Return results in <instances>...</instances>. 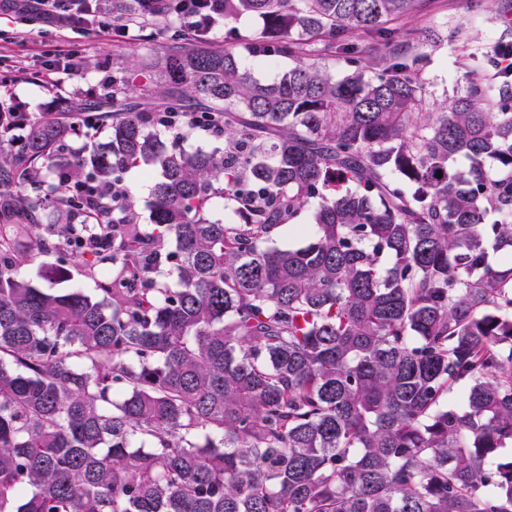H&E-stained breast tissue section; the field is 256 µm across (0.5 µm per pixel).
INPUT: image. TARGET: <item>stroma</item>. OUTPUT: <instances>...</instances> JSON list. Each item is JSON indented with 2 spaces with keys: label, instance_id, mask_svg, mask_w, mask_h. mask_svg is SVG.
<instances>
[{
  "label": "stroma",
  "instance_id": "stroma-1",
  "mask_svg": "<svg viewBox=\"0 0 512 512\" xmlns=\"http://www.w3.org/2000/svg\"><path fill=\"white\" fill-rule=\"evenodd\" d=\"M502 0H426L425 8L398 23L392 34L393 46L410 55H421L420 78L429 110L435 111L464 95L472 68H479L490 94H497L504 74L492 62L497 45L512 44V12L500 9ZM435 28L425 45H417L411 31ZM167 44L162 25L148 28L144 38L125 40L98 29L69 35L45 25L39 18L23 21L0 17V68L18 70L37 67L49 52L74 50L79 60L91 61L88 70H76L62 79L61 96L88 102L100 94L102 74L99 63L127 66L152 56ZM85 257L71 254L66 259L47 255L23 266L20 274L39 287L63 291L71 288L93 293L94 281L83 274Z\"/></svg>",
  "mask_w": 512,
  "mask_h": 512
}]
</instances>
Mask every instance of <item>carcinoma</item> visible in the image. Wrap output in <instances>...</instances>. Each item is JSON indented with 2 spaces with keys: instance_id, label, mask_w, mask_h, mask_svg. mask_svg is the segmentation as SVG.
Masks as SVG:
<instances>
[{
  "instance_id": "1",
  "label": "carcinoma",
  "mask_w": 512,
  "mask_h": 512,
  "mask_svg": "<svg viewBox=\"0 0 512 512\" xmlns=\"http://www.w3.org/2000/svg\"><path fill=\"white\" fill-rule=\"evenodd\" d=\"M423 2L224 0L220 47L173 0H112L166 49L18 151L0 112V512H512V88L424 111L389 51ZM321 37L352 73L302 61ZM269 57L295 65L264 83ZM87 109L109 139L76 152L61 116ZM134 168L150 231L129 196L88 206ZM224 196L239 222L209 217ZM310 204L307 243L274 245ZM89 236L97 294L19 276ZM156 180V174L138 169L129 170L124 175V182L129 186L133 194L137 224H143L145 227L153 224V187Z\"/></svg>"
}]
</instances>
